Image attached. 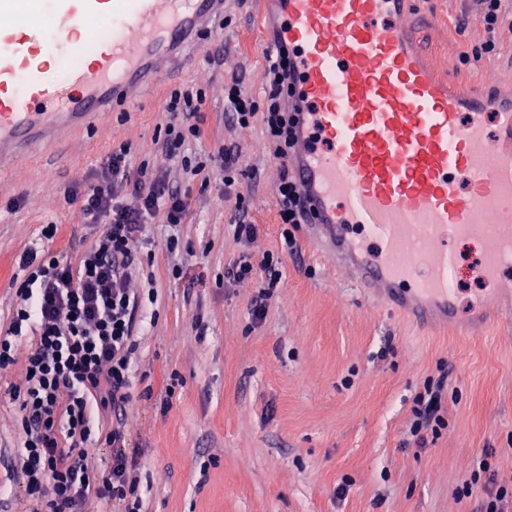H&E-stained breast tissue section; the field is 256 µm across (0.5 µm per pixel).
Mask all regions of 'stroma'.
<instances>
[{
  "instance_id": "1",
  "label": "stroma",
  "mask_w": 512,
  "mask_h": 512,
  "mask_svg": "<svg viewBox=\"0 0 512 512\" xmlns=\"http://www.w3.org/2000/svg\"><path fill=\"white\" fill-rule=\"evenodd\" d=\"M428 57L454 84L512 95V31L494 53L470 64L485 39L476 0H413ZM228 22L203 47L188 46L175 67L143 90L129 111L97 129L38 146L0 170V330L7 329L18 257L38 248L71 257L90 244L64 191L90 181L119 144L170 167L155 139L167 120L163 94L183 83L205 88L203 152H240L238 190L253 240L237 238L234 201L219 202L220 173L192 185V215L180 253L153 226L145 271L152 278L137 340L129 448L139 461L141 512H483L486 485L512 500V319L478 334H441L411 323L353 290L306 228L283 226L261 124L224 122V80L238 74L261 99L267 62L255 0H230ZM21 199L17 212L9 200ZM54 224L53 239L41 235ZM289 233L296 250L283 253ZM468 277L454 282L461 315L490 285L478 274L479 242H450ZM281 258L282 279L254 319L255 280L232 274L240 256ZM19 370L0 374V512H26L16 455L20 419L9 393ZM150 399H143V391ZM441 401L440 420L413 433L416 401Z\"/></svg>"
}]
</instances>
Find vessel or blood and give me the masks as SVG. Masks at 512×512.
<instances>
[{"instance_id":"1","label":"vessel or blood","mask_w":512,"mask_h":512,"mask_svg":"<svg viewBox=\"0 0 512 512\" xmlns=\"http://www.w3.org/2000/svg\"><path fill=\"white\" fill-rule=\"evenodd\" d=\"M274 41L295 53L300 124L288 162L309 236L399 313L456 327L449 239L479 240L499 281L512 245V100L457 92L428 66L409 0H264ZM224 11V0H0V166L132 101L149 72ZM108 21L104 42L85 27ZM69 60L61 74L31 52Z\"/></svg>"}]
</instances>
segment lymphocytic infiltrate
I'll use <instances>...</instances> for the list:
<instances>
[{"mask_svg": "<svg viewBox=\"0 0 512 512\" xmlns=\"http://www.w3.org/2000/svg\"><path fill=\"white\" fill-rule=\"evenodd\" d=\"M292 61L281 49L267 57L266 87L255 101L238 77L224 85V110L231 125L261 120L275 167L273 180L281 223L302 221L303 202L288 169L298 123L284 107ZM204 90L195 84L171 89L162 109L169 119L157 137L159 150L177 162V174L133 161L127 145L113 148L92 182L68 192L76 223L100 231L78 259L30 248L18 266L23 280L7 331L0 335V371L20 369L22 383L10 398L18 406L23 491L31 512H87L91 502H121L140 512L137 463L128 452L127 410L133 400V364L142 304V248L156 218L176 227L191 215L183 183L209 182L220 170V199L235 193L239 155L234 149L196 153L201 139ZM112 417L109 429L96 418ZM108 448L112 464L90 465V451Z\"/></svg>", "mask_w": 512, "mask_h": 512, "instance_id": "f902f5d3", "label": "lymphocytic infiltrate"}]
</instances>
